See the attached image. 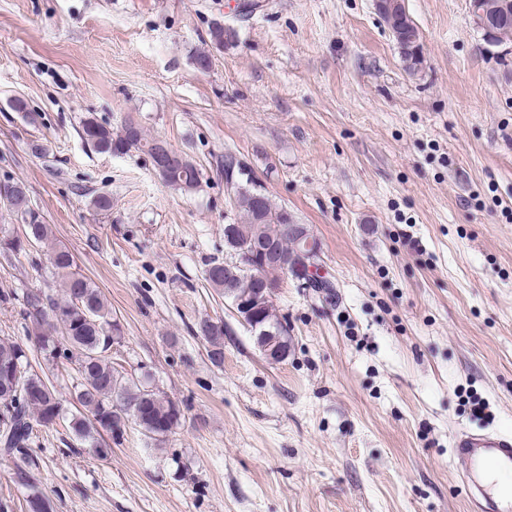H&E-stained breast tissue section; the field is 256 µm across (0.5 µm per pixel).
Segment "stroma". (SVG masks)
<instances>
[{
    "label": "stroma",
    "instance_id": "35a3bbf8",
    "mask_svg": "<svg viewBox=\"0 0 512 512\" xmlns=\"http://www.w3.org/2000/svg\"><path fill=\"white\" fill-rule=\"evenodd\" d=\"M258 3L0 0V184L23 183L51 228L0 256V338L27 342L24 299L58 292L66 248L119 328L113 365L181 410L105 460L64 421L27 459L0 451L16 512L35 491L50 512H466L455 434L512 436V41L489 46L470 0H405L412 73L374 0ZM217 20L234 45L212 47ZM89 117L165 139L199 187L96 151ZM228 155L311 229L332 282H282L278 363L205 279L243 219ZM204 320L224 324L222 364ZM197 175V169L187 160V163L183 167L175 169L169 177L162 179L170 186H174L183 191H192L197 180H200V177Z\"/></svg>",
    "mask_w": 512,
    "mask_h": 512
}]
</instances>
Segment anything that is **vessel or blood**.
<instances>
[{"instance_id":"1","label":"vessel or blood","mask_w":512,"mask_h":512,"mask_svg":"<svg viewBox=\"0 0 512 512\" xmlns=\"http://www.w3.org/2000/svg\"><path fill=\"white\" fill-rule=\"evenodd\" d=\"M452 453L468 512H512V436L465 430Z\"/></svg>"}]
</instances>
